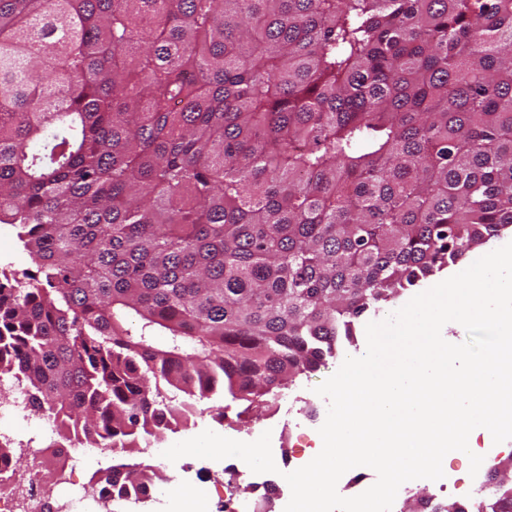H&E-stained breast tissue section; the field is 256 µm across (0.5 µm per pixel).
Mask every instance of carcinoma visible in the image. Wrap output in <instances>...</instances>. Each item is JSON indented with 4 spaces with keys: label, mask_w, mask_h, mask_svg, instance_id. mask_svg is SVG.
Returning a JSON list of instances; mask_svg holds the SVG:
<instances>
[{
    "label": "carcinoma",
    "mask_w": 512,
    "mask_h": 512,
    "mask_svg": "<svg viewBox=\"0 0 512 512\" xmlns=\"http://www.w3.org/2000/svg\"><path fill=\"white\" fill-rule=\"evenodd\" d=\"M0 224V375L63 438L284 389L512 225V0H0ZM2 232L1 249L4 253L9 252L10 258L0 262V270L7 274L12 272L21 273L23 270L36 271V265L32 262L27 250L21 241L18 240L17 230L11 225L0 224Z\"/></svg>",
    "instance_id": "carcinoma-1"
}]
</instances>
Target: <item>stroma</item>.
<instances>
[{
  "label": "stroma",
  "instance_id": "stroma-1",
  "mask_svg": "<svg viewBox=\"0 0 512 512\" xmlns=\"http://www.w3.org/2000/svg\"><path fill=\"white\" fill-rule=\"evenodd\" d=\"M437 281V276H430L416 286L401 291L379 310L365 313L356 322L354 342L342 343L338 348L337 357L328 359L326 365L319 370L298 376L295 383L285 390L280 403H273L271 398L266 397L247 407L243 402L224 398L223 419H216L209 410H197L188 426L173 432H165L163 438L158 440L151 438L141 441L135 454L136 460H144L147 452L156 447H166L169 441L192 438L206 430L233 436L244 442L252 441L255 435L267 431L271 434L272 446L282 447L285 457L289 458L293 465L305 466L322 448L319 429L326 419L328 410V401L317 394V386L337 371L343 357H358L364 354L367 346L365 326L368 322L385 319L400 309L403 303L428 290ZM469 467L468 458L447 454L443 460V471L448 478L447 491H440L438 482L433 480L410 481L409 493L397 494L392 512H403L406 504L417 503L422 498L434 503L473 505L480 499L481 492L469 474ZM161 472L164 476L163 481L159 483L162 495L157 500L141 504V512H164L166 493L191 480L195 481L197 489L203 491L210 512H224V497L230 490H238L243 497L253 494L254 474L237 473L225 459L210 461L205 478L198 481L193 480L191 474L170 463L162 466Z\"/></svg>",
  "mask_w": 512,
  "mask_h": 512
}]
</instances>
